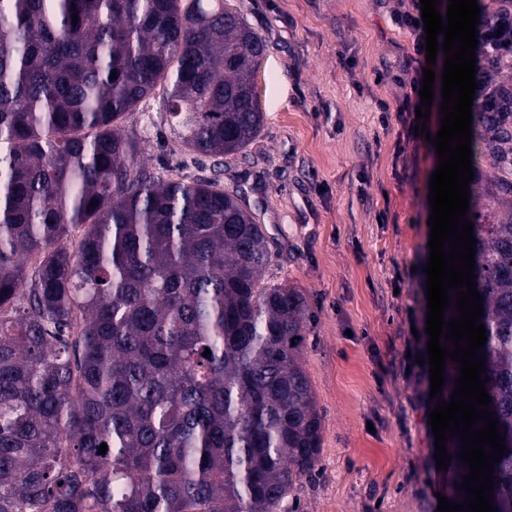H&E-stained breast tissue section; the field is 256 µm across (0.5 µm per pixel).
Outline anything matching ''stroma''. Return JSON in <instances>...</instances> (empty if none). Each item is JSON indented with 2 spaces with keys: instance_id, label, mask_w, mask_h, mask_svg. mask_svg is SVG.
<instances>
[{
  "instance_id": "stroma-1",
  "label": "stroma",
  "mask_w": 512,
  "mask_h": 512,
  "mask_svg": "<svg viewBox=\"0 0 512 512\" xmlns=\"http://www.w3.org/2000/svg\"><path fill=\"white\" fill-rule=\"evenodd\" d=\"M264 39V127L245 153H185L159 96L122 132L161 179L219 177L266 225L271 282L307 298L302 363L321 455L285 512H437L450 475L428 422L432 143L407 109L415 35L400 0H227Z\"/></svg>"
}]
</instances>
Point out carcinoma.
I'll return each mask as SVG.
<instances>
[{"label":"carcinoma","mask_w":512,"mask_h":512,"mask_svg":"<svg viewBox=\"0 0 512 512\" xmlns=\"http://www.w3.org/2000/svg\"><path fill=\"white\" fill-rule=\"evenodd\" d=\"M264 54L224 0H0V512H281L315 472L306 298L269 281L238 191L149 174L119 130L159 92L185 151L243 152ZM474 120L472 162L496 158L491 219L467 212L509 450L493 507L512 512V112Z\"/></svg>","instance_id":"carcinoma-1"}]
</instances>
